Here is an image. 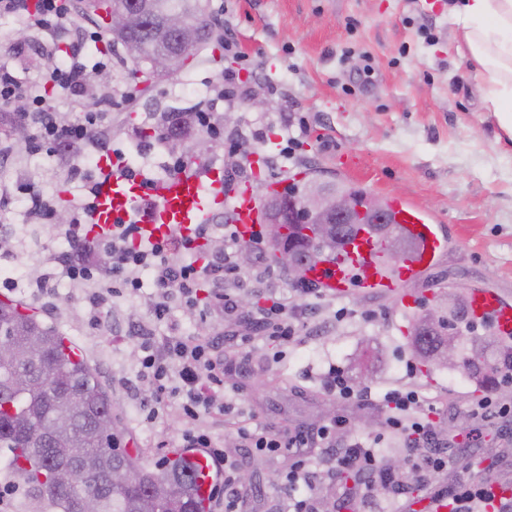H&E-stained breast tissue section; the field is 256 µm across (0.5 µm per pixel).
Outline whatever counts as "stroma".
I'll use <instances>...</instances> for the list:
<instances>
[{
  "label": "stroma",
  "instance_id": "obj_1",
  "mask_svg": "<svg viewBox=\"0 0 512 512\" xmlns=\"http://www.w3.org/2000/svg\"><path fill=\"white\" fill-rule=\"evenodd\" d=\"M209 11L212 41L185 69L148 82L128 54L113 50L110 39L87 42L86 59L105 68L81 95L56 98L59 122L73 121L85 105L100 104L112 146L124 153L128 167L161 180L176 156L238 181L274 182L314 169L322 180L419 207L440 226L446 246L435 265L408 284L414 307L405 308L394 294L300 296L288 272L263 255L252 256L240 279L220 282V289L241 301L231 315L203 301L188 309L174 300L168 318L154 320L157 295L146 269L139 273V296L111 295L95 310L88 299L111 284L108 274L36 287L65 243L56 221L30 217L23 186H34L50 205L63 192L76 204L89 199L99 173L74 171L56 152H33L1 138L0 235H9L11 246L0 249V299L23 301L79 346L108 390L126 447L151 468L172 454L175 438L191 421L170 404L146 422L150 391L140 378L130 329L159 337L240 333L272 301L296 305L292 343L258 339L224 350L218 399L231 405V421L212 429L250 476L252 512H284L280 485L293 458L235 448L231 422L315 429L339 416L348 421V437L372 444L382 462H395L406 488L397 496L388 486H375L359 512H412L414 491L428 492L441 477L422 479L412 472L402 435L385 424L384 394L406 388L426 399L430 419L447 440L445 477L476 484L496 476L512 486V420L478 421L464 411L490 394L512 401V385L479 387L461 369L425 368L415 364L409 347L413 318L442 293L489 288L512 303V140L501 138L469 79V60L449 38L448 0H433L429 7L421 0H209ZM21 31L27 36L21 48L0 43V61L17 72L41 75L48 62L64 58V40L21 30L13 18L0 16V33ZM229 40L234 50H225ZM229 72L236 76L231 85L224 82ZM189 109L222 121V135L206 155L140 137V129L154 125L161 113ZM288 121L306 125L293 145L283 130ZM241 149L258 157L259 166L230 167V157ZM8 277L17 286L4 287ZM343 307L349 316L337 318ZM374 345L380 353L372 372L358 375L356 356ZM333 366L355 386L370 389L371 399L344 400L330 392L326 375ZM309 469L322 502L331 506L354 483L334 470L328 448L311 449Z\"/></svg>",
  "mask_w": 512,
  "mask_h": 512
}]
</instances>
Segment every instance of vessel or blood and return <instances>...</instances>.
Returning a JSON list of instances; mask_svg holds the SVG:
<instances>
[{"label":"vessel or blood","instance_id":"vessel-or-blood-1","mask_svg":"<svg viewBox=\"0 0 512 512\" xmlns=\"http://www.w3.org/2000/svg\"><path fill=\"white\" fill-rule=\"evenodd\" d=\"M101 179L94 186V226L111 227L119 220L138 224L143 236L156 240L178 230L193 239L198 225L214 212L227 211L241 240L252 238L262 214L249 189H226L214 171L185 166L166 181L148 187L143 174L111 163H103ZM390 212L411 247L404 257L390 261L385 250L368 234L344 245L335 255L309 267L308 281L336 297L350 294L353 287L369 293L403 294L406 285L432 267L444 243L435 224L416 206L391 199ZM472 314L492 319L497 330L512 334V305L497 292L480 289L470 295Z\"/></svg>","mask_w":512,"mask_h":512}]
</instances>
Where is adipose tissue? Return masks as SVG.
<instances>
[{
    "label": "adipose tissue",
    "instance_id": "ef3b65f1",
    "mask_svg": "<svg viewBox=\"0 0 512 512\" xmlns=\"http://www.w3.org/2000/svg\"><path fill=\"white\" fill-rule=\"evenodd\" d=\"M448 22L472 62L485 110L512 137V0H450Z\"/></svg>",
    "mask_w": 512,
    "mask_h": 512
}]
</instances>
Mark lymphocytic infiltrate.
<instances>
[{
    "instance_id": "f902f5d3",
    "label": "lymphocytic infiltrate",
    "mask_w": 512,
    "mask_h": 512,
    "mask_svg": "<svg viewBox=\"0 0 512 512\" xmlns=\"http://www.w3.org/2000/svg\"><path fill=\"white\" fill-rule=\"evenodd\" d=\"M0 16L12 17L20 25L51 37L66 29L71 32L66 60L49 77L30 78L8 66H0V106L25 102V117L34 127V148L63 142L79 147L90 143L95 152L109 154V140H98L93 136L99 116L96 107L84 106L78 118L62 125L44 93L49 85L69 96L82 93L90 80V68L81 56V47L85 41L99 40V33L74 25L72 0H0ZM64 235L68 245L75 250L74 256L61 262L63 273L69 280H93L100 266L105 265L111 269L113 288L134 293L141 288L139 271L151 269L158 290L152 314L159 321L168 317L172 298H181L187 307H195L201 286L239 275L238 266L225 258L207 262L197 260L193 242L180 241L177 234L155 242L141 238L140 227L136 224H116L108 236L91 237L77 219L66 226ZM178 252L183 255L181 262H172V255ZM294 320L292 309L285 303L276 302L260 310L249 336H164L155 340L142 338L136 331L131 334L142 352L141 367L155 403L173 400L185 416L196 420L195 428L182 433L179 445L202 449L222 470L224 512H247L248 499L238 481V459L218 448L210 428L198 423L200 416L224 413L223 403L216 398L217 387L224 383V363L217 359L216 353L227 344L236 347L249 344L256 336L288 343L296 334ZM384 402L388 426L406 437L407 461L411 467L424 475L444 471L446 445L432 425L422 419L424 402L418 393L392 392L385 395ZM346 425V419L339 417L316 431L289 435L261 427L240 426L236 429V440L239 447L271 457L292 450L294 462L283 481L284 488L293 493L289 506L292 512H319L317 486L306 457L311 448L334 449L336 468L349 470L357 476L361 496H368L378 484L395 489L400 486L399 481L387 472L374 448L360 440L338 442L337 435ZM436 493L447 497L448 512H512V497L492 481L475 485L453 483L438 487Z\"/></svg>"
}]
</instances>
